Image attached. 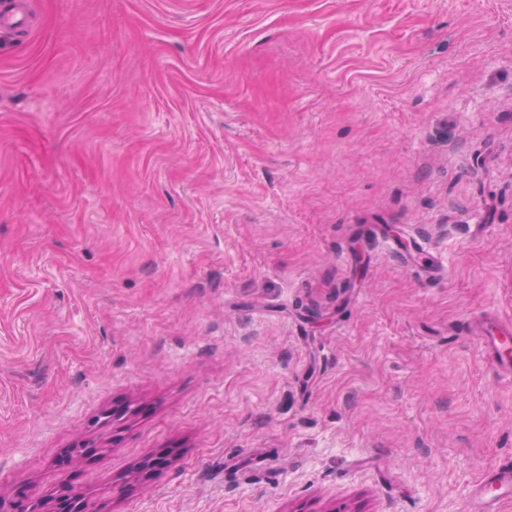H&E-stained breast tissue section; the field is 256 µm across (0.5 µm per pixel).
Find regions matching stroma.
Wrapping results in <instances>:
<instances>
[{"label": "stroma", "mask_w": 512, "mask_h": 512, "mask_svg": "<svg viewBox=\"0 0 512 512\" xmlns=\"http://www.w3.org/2000/svg\"><path fill=\"white\" fill-rule=\"evenodd\" d=\"M30 2L0 498L468 512L512 461V0ZM510 337L509 329H503L495 323H486L478 336L480 348L490 351L494 355L495 365L503 371H507L510 364L509 358L502 353V346Z\"/></svg>", "instance_id": "1"}]
</instances>
